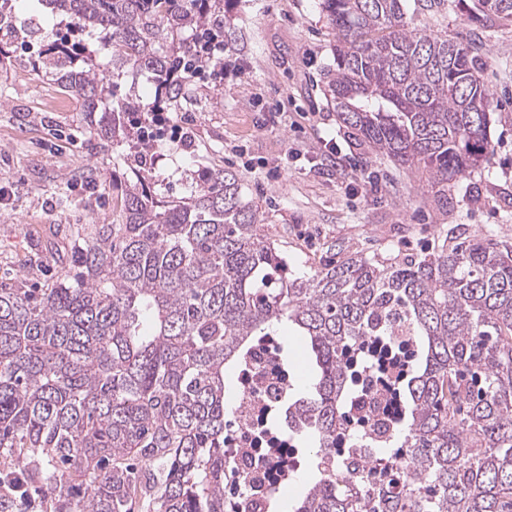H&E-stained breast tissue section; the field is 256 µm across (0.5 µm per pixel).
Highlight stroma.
<instances>
[{"mask_svg": "<svg viewBox=\"0 0 512 512\" xmlns=\"http://www.w3.org/2000/svg\"><path fill=\"white\" fill-rule=\"evenodd\" d=\"M321 2L230 0L223 73L183 81L142 163L128 143L102 144L56 75L34 71L30 51L54 39L58 19L40 0H0L24 30L0 57V282L22 273L45 287L76 226L121 223L125 183L140 177L178 200L222 169L238 174L299 276L352 252L427 254L449 236L512 251V19L476 0H405L411 29L474 45L493 99L490 161L443 186L340 122L324 94L336 33Z\"/></svg>", "mask_w": 512, "mask_h": 512, "instance_id": "stroma-1", "label": "stroma"}]
</instances>
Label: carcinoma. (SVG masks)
Instances as JSON below:
<instances>
[{
	"label": "carcinoma",
	"instance_id": "obj_1",
	"mask_svg": "<svg viewBox=\"0 0 512 512\" xmlns=\"http://www.w3.org/2000/svg\"><path fill=\"white\" fill-rule=\"evenodd\" d=\"M41 2L110 34L112 76L148 73L168 99L173 64L224 31V0ZM478 6L512 18V0ZM322 8L336 31L326 95L373 151L439 184L488 160L491 96L469 47L410 30L403 0ZM37 68L64 71L89 113L111 95L94 51L52 43ZM151 111L130 97L96 135L120 142ZM122 212L76 232L50 286L0 285V512L32 491L49 512H228L225 371L283 323L317 367L314 391L288 402L319 474L292 512H512V254L475 236L292 275L225 169L186 201L129 182ZM398 328L419 352L400 386L407 421L348 434L347 355Z\"/></svg>",
	"mask_w": 512,
	"mask_h": 512
}]
</instances>
